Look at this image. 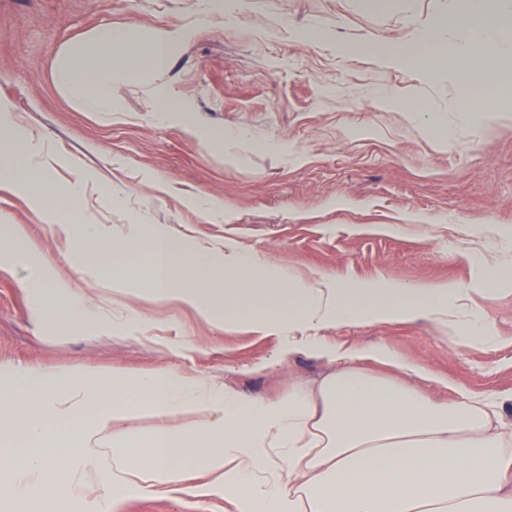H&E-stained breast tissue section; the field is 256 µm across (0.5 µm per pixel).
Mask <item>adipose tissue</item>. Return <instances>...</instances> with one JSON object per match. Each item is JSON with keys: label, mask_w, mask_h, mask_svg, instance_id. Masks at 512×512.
Returning a JSON list of instances; mask_svg holds the SVG:
<instances>
[{"label": "adipose tissue", "mask_w": 512, "mask_h": 512, "mask_svg": "<svg viewBox=\"0 0 512 512\" xmlns=\"http://www.w3.org/2000/svg\"><path fill=\"white\" fill-rule=\"evenodd\" d=\"M445 30L456 39L441 41ZM182 38L168 29H91L58 55L55 86L80 111H112L115 90L143 70L164 74ZM351 48L430 78L453 63L461 111L488 119L512 69V23L493 0H458L418 25L408 43L364 37ZM0 154L17 160L0 181L30 196L68 263L102 287H144L205 318L223 312L225 324L284 333L281 357L304 351L333 366L315 386L292 384L276 399L172 369H1V500L65 489L83 504L87 470L104 465L112 492L98 498L99 512H119L129 491L182 486L223 497L225 512H512V397L478 398L455 386L436 400L405 379L443 385L441 374L386 345L344 351L314 334L367 319L424 316L443 325L449 299L463 289L309 282L257 253L200 244L185 254L167 224H134L113 238V253L149 250L148 264L116 268L102 254L101 226L85 223L73 203L91 189L116 197L120 189L83 178L57 183L52 145L35 141L2 103ZM23 290L37 309L71 322L95 318L58 273ZM137 416L153 419L154 429L133 434L128 423ZM176 417L183 425L173 426Z\"/></svg>", "instance_id": "1"}]
</instances>
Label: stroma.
<instances>
[{
  "instance_id": "35a3bbf8",
  "label": "stroma",
  "mask_w": 512,
  "mask_h": 512,
  "mask_svg": "<svg viewBox=\"0 0 512 512\" xmlns=\"http://www.w3.org/2000/svg\"><path fill=\"white\" fill-rule=\"evenodd\" d=\"M445 0H389L374 13L357 0H249L233 17L206 14L204 0H0V102L60 153L53 177L104 176L124 192L88 194L80 208L111 232L168 224L181 244L258 252L307 277L341 287L454 283L466 308L485 318L495 345L455 343L428 319L330 326L326 340L348 350L388 345L478 396L512 392V280L488 284L489 264L512 267V114L479 121L455 109L447 78L389 68L370 52L337 43L370 34L411 37ZM183 29L161 80L176 110H152L159 78L121 86L110 113L81 112L56 89L62 47L95 27ZM316 27L328 42L301 44L291 31ZM387 90L399 102L375 106ZM454 129L438 138L437 124ZM223 138V148L207 137ZM218 200L216 213L197 198ZM24 225L39 262H0V366L80 372L104 367L161 370L273 396L318 381L330 365L300 351L280 359V334L224 326L189 306L160 302L138 287L102 288L68 266L30 198L0 190V225ZM51 265L99 304L95 324L66 323L32 308L22 282ZM138 324L113 334L128 310ZM121 512H224L220 497L180 492L126 494Z\"/></svg>"
}]
</instances>
